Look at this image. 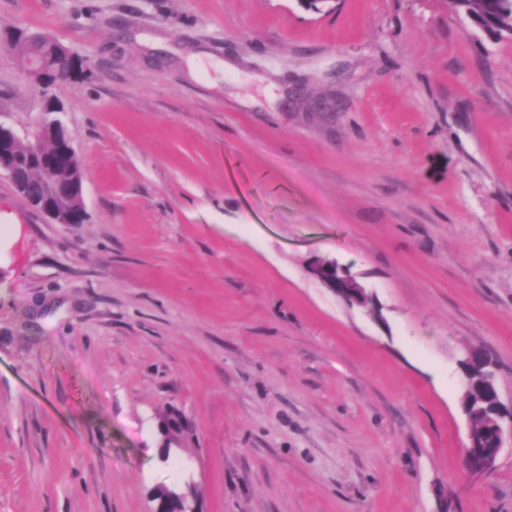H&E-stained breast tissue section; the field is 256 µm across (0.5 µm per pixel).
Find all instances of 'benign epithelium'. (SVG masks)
I'll list each match as a JSON object with an SVG mask.
<instances>
[{
  "label": "benign epithelium",
  "instance_id": "obj_1",
  "mask_svg": "<svg viewBox=\"0 0 512 512\" xmlns=\"http://www.w3.org/2000/svg\"><path fill=\"white\" fill-rule=\"evenodd\" d=\"M33 40L48 57L71 51L50 34L34 33ZM19 63L28 81L38 86L43 101L53 99L51 90L59 85V73H54V83L47 82L48 68L32 59H19ZM53 135L60 143L59 152L51 156L42 151V142L46 134ZM24 140L29 152L37 158L45 170H51L62 163L68 164L73 179L68 183L52 181L37 182L25 170L18 168L14 161V148L17 142ZM6 176L17 192L36 210L46 215L57 224H82L87 217L83 175L77 151L63 123L56 118L41 122L30 129L17 128L0 119V176ZM311 273L331 288L350 305L368 307L373 305V298L350 273L349 269L333 260L315 259L310 266ZM486 428L492 434L491 443L481 446L474 433H468V446L465 448L466 467L470 473L480 479L490 474L496 467L500 455L512 447V411L497 413L486 420ZM194 492L192 486L179 493L165 492L156 498L154 512H196L193 506Z\"/></svg>",
  "mask_w": 512,
  "mask_h": 512
}]
</instances>
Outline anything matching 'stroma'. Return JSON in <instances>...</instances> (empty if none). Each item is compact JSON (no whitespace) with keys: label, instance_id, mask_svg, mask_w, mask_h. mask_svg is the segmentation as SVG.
Returning a JSON list of instances; mask_svg holds the SVG:
<instances>
[{"label":"stroma","instance_id":"obj_1","mask_svg":"<svg viewBox=\"0 0 512 512\" xmlns=\"http://www.w3.org/2000/svg\"><path fill=\"white\" fill-rule=\"evenodd\" d=\"M7 26L84 61L53 94L87 218L0 179V512L178 483L198 512H512V454L465 469L459 364L491 353L512 405V39L448 0H0ZM41 105L0 46V107ZM311 273L331 288L350 305L368 307L373 298L350 273L349 269L333 260L315 259L310 266Z\"/></svg>","mask_w":512,"mask_h":512}]
</instances>
